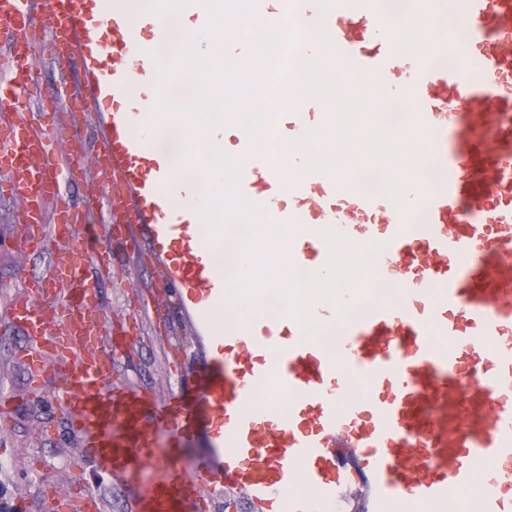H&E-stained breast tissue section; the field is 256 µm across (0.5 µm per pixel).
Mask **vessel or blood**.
Segmentation results:
<instances>
[{
    "instance_id": "b4317fda",
    "label": "vessel or blood",
    "mask_w": 512,
    "mask_h": 512,
    "mask_svg": "<svg viewBox=\"0 0 512 512\" xmlns=\"http://www.w3.org/2000/svg\"><path fill=\"white\" fill-rule=\"evenodd\" d=\"M34 0H0V24L40 29ZM143 0H55L53 16L70 50L61 66L83 72L84 103L99 106L104 151L122 180L109 210L132 206L166 278L210 341L193 399L160 400L112 387V362L90 348L97 337L88 312L89 278L81 263L48 269L32 289L64 279L55 310L87 324L84 336H48L43 311L29 303L12 320L29 339L22 362L31 377L45 369L49 344L66 360L55 392L85 436L99 467L137 476L150 471L131 512H179L200 503L201 482L246 487L262 512H306L296 485L335 499L358 483L369 488L366 512H512V0H464L463 37L425 53L398 52L389 0H335L326 36L336 59L375 78L377 96L405 103L410 125L429 150L413 155L426 169L419 191L380 194L330 169L309 171L305 157L288 173L243 137L249 162L238 195L261 200L267 224H326L353 253L373 263L352 279L326 330L310 333L299 310L278 335L259 314L245 324L225 311L213 329L210 309L226 295L213 276L218 239L190 231L172 196L153 133L133 107L136 87H151L156 45L138 49L136 74L120 64L127 19ZM412 14L444 15L448 0H405ZM34 78L23 63L0 71V159L4 175L31 207L57 198L70 163L50 149L43 124L20 127ZM382 136L367 151L394 162ZM331 249L309 235L288 244V263L327 271ZM372 300H364L362 292ZM368 379L360 388L359 376ZM285 390L288 409L258 404L270 387ZM205 438L195 470L181 454Z\"/></svg>"
}]
</instances>
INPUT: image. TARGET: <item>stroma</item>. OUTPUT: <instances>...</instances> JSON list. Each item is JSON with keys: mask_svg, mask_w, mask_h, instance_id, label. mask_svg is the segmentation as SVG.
<instances>
[{"mask_svg": "<svg viewBox=\"0 0 512 512\" xmlns=\"http://www.w3.org/2000/svg\"><path fill=\"white\" fill-rule=\"evenodd\" d=\"M27 62L36 80L43 107L36 117L57 132V155L71 159L73 175L62 193L71 206V243L83 248L111 246L110 273L95 281V303L113 331L125 338L113 343V388L132 389L161 398L191 392L199 381L207 343L194 319L166 288L164 271L135 222L109 228L106 210H85L87 198H101L108 181L99 125L94 112L75 102L72 93L84 82L80 72L60 73L54 43L36 35L29 39ZM79 128V139L69 131ZM348 143H336L338 162L351 166L364 157L371 138L387 135L382 112L357 113ZM24 203L11 183L0 181V390L13 395L17 408L0 421V512H44V493L70 496L94 492L103 512H129L133 493L121 475L93 464L85 455L83 436L70 423L62 401L54 395L53 372L60 358L50 355L40 384H31L20 361L28 339L10 322V306L25 298L48 306L45 296L31 292L29 278L41 275L56 259V244L29 251L23 246L19 221Z\"/></svg>", "mask_w": 512, "mask_h": 512, "instance_id": "35a3bbf8", "label": "stroma"}]
</instances>
